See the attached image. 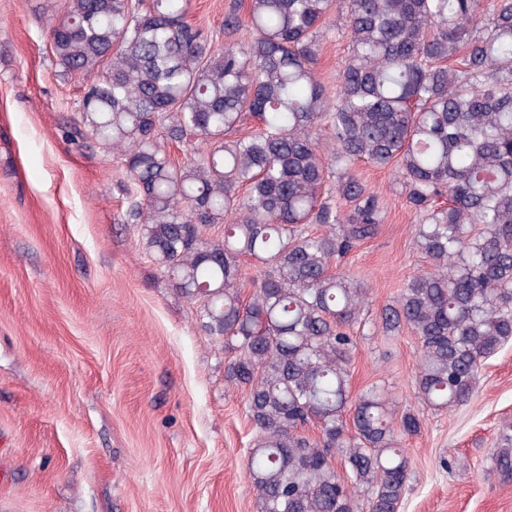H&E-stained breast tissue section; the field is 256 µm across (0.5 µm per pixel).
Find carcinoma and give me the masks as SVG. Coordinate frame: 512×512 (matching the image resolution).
<instances>
[{"mask_svg": "<svg viewBox=\"0 0 512 512\" xmlns=\"http://www.w3.org/2000/svg\"><path fill=\"white\" fill-rule=\"evenodd\" d=\"M186 5L66 0L48 36L60 73L85 80L78 121L122 156L136 196L124 222L224 338L225 381L248 391L258 512H357L361 495L399 512L400 439L419 416L396 417L377 386L348 395L366 291L331 266L382 220L350 165L402 178L431 265L376 326L418 338L423 407L463 405L480 361L512 339V0H250L224 35L252 36L222 46ZM336 14L351 45L333 100L315 66ZM249 115L260 129L236 136ZM189 134L206 148L177 164L162 140ZM216 224L224 237L206 236ZM245 258L260 276L247 301ZM501 442L512 478V435Z\"/></svg>", "mask_w": 512, "mask_h": 512, "instance_id": "1", "label": "carcinoma"}]
</instances>
